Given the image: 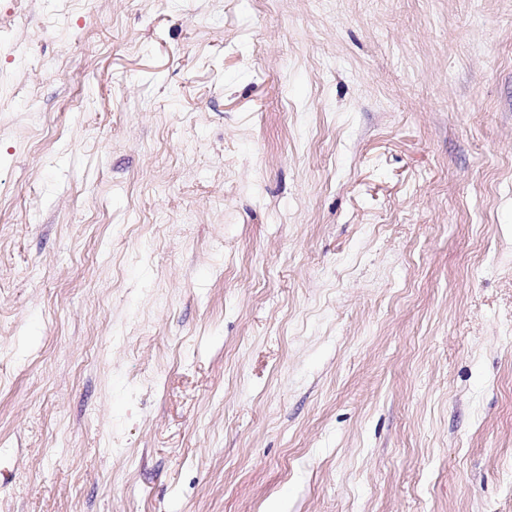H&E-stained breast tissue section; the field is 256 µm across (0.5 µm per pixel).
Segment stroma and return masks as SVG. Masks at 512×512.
Instances as JSON below:
<instances>
[{"label": "stroma", "mask_w": 512, "mask_h": 512, "mask_svg": "<svg viewBox=\"0 0 512 512\" xmlns=\"http://www.w3.org/2000/svg\"><path fill=\"white\" fill-rule=\"evenodd\" d=\"M0 512H512V0H0Z\"/></svg>", "instance_id": "35a3bbf8"}]
</instances>
